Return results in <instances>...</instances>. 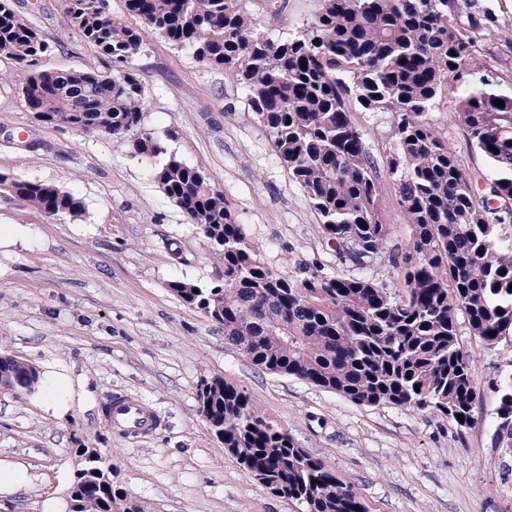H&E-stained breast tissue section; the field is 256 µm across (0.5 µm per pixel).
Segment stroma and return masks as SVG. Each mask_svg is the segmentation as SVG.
<instances>
[{"mask_svg": "<svg viewBox=\"0 0 512 512\" xmlns=\"http://www.w3.org/2000/svg\"><path fill=\"white\" fill-rule=\"evenodd\" d=\"M456 21L472 15L483 34L477 55L500 90L512 89V0H457ZM271 35L310 24L318 0H251ZM46 35L50 69H79L94 51L68 26L62 0H18ZM146 91V126L168 152L201 167L224 192L256 253L280 272L307 263L350 274L328 245L314 211L281 167L244 88L223 70L150 38L130 64ZM449 91L433 120L462 165L487 171L462 129ZM34 141L28 149L16 136ZM163 157L131 156L108 135L61 131L37 122L13 80L0 82V172L75 191L85 212L50 220L20 201L0 202V352L41 372L34 394L0 392V463L22 465L28 483L0 495V512H65L79 445L100 448L119 483L150 512H301L274 496L207 429L198 412L202 379L243 388L299 448L351 485L366 512H512V459L494 448L498 388L512 373L502 356L463 342L479 398L464 432L439 417L390 405L360 406L339 394L253 365L224 342L223 328L183 305L174 279L211 281L206 238L153 180ZM382 215L391 246L410 227L397 187L381 175ZM118 395L159 414L152 434L112 429L103 407Z\"/></svg>", "mask_w": 512, "mask_h": 512, "instance_id": "35a3bbf8", "label": "stroma"}]
</instances>
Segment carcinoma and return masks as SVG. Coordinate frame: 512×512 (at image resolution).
Masks as SVG:
<instances>
[{"mask_svg": "<svg viewBox=\"0 0 512 512\" xmlns=\"http://www.w3.org/2000/svg\"><path fill=\"white\" fill-rule=\"evenodd\" d=\"M247 3L125 0L121 17L110 0H64L71 30L103 66L55 70L43 65L52 44L13 0H0V60L23 75L21 94L37 121L118 139L134 132L135 156L166 153L145 126V88L129 67L149 37L224 70L244 87L340 263L358 267L387 253L390 229L381 216L380 171L354 113L388 115L387 174L411 226L408 242L390 254L402 298L366 275L324 276L302 263L288 274L269 267L224 192L174 154L152 176L199 227L217 264L213 283L176 279L168 288L221 325L224 342L256 366L358 405L429 412L459 432L470 428L477 390L462 333L500 349L512 367V90L473 80L479 23L451 22L457 0H319L303 31L273 38ZM453 85L465 95L448 120L490 172L463 169L433 122L436 102ZM0 198L50 220L85 211L73 191L3 173ZM40 384L36 366L0 354V389L20 396ZM499 392L495 444L512 457V426L500 432L503 416H512V374ZM197 399L210 433L274 496L304 512H365L351 487L239 387L204 379ZM74 455L66 512H147L114 480L100 449L84 445Z\"/></svg>", "mask_w": 512, "mask_h": 512, "instance_id": "1", "label": "carcinoma"}]
</instances>
